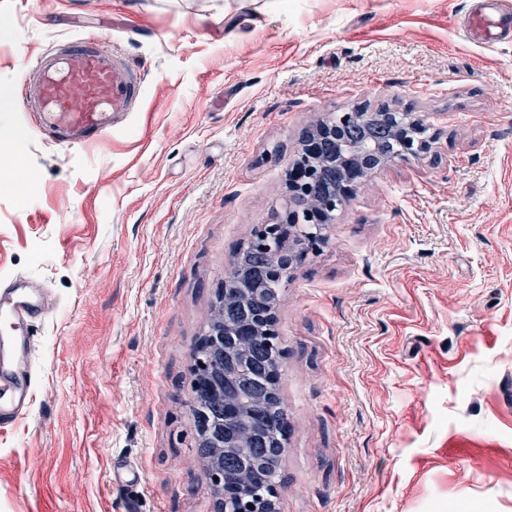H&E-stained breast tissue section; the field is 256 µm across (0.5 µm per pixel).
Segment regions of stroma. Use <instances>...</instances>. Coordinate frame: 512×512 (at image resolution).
<instances>
[{
	"label": "stroma",
	"instance_id": "35a3bbf8",
	"mask_svg": "<svg viewBox=\"0 0 512 512\" xmlns=\"http://www.w3.org/2000/svg\"><path fill=\"white\" fill-rule=\"evenodd\" d=\"M476 0H0V282L57 302L0 426V512H217L193 350L231 254L276 222L306 130L420 113L284 288L278 512H512V42ZM94 34L140 68L125 127L26 130L20 76ZM468 28L480 42L498 44L512 36V14L504 13L499 0H480L469 18Z\"/></svg>",
	"mask_w": 512,
	"mask_h": 512
}]
</instances>
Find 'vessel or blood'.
Returning a JSON list of instances; mask_svg holds the SVG:
<instances>
[{
  "mask_svg": "<svg viewBox=\"0 0 512 512\" xmlns=\"http://www.w3.org/2000/svg\"><path fill=\"white\" fill-rule=\"evenodd\" d=\"M473 37L498 44L512 36V14L499 0H479L468 21ZM143 77L118 50L90 37L53 46L21 78L22 110L32 131L82 148L111 134L142 102ZM54 304L36 280L0 286V425L23 415L35 386L32 328Z\"/></svg>",
  "mask_w": 512,
  "mask_h": 512,
  "instance_id": "1",
  "label": "vessel or blood"
}]
</instances>
